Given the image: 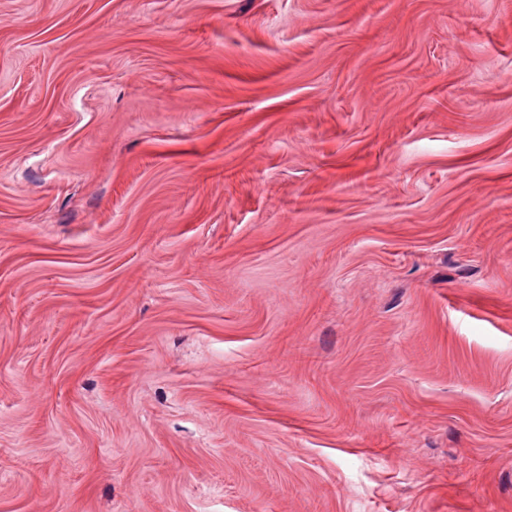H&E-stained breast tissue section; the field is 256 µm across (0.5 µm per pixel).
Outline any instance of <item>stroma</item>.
<instances>
[{"instance_id": "obj_1", "label": "stroma", "mask_w": 512, "mask_h": 512, "mask_svg": "<svg viewBox=\"0 0 512 512\" xmlns=\"http://www.w3.org/2000/svg\"><path fill=\"white\" fill-rule=\"evenodd\" d=\"M0 512H512V0H0Z\"/></svg>"}]
</instances>
